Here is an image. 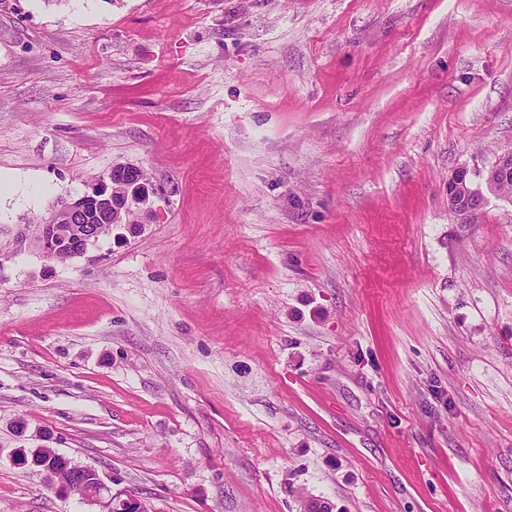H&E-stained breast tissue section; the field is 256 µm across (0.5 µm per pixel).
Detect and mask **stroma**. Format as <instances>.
Masks as SVG:
<instances>
[{
  "label": "stroma",
  "instance_id": "stroma-1",
  "mask_svg": "<svg viewBox=\"0 0 512 512\" xmlns=\"http://www.w3.org/2000/svg\"><path fill=\"white\" fill-rule=\"evenodd\" d=\"M512 0H0V512H512ZM129 165L83 255L24 227ZM512 175V152L498 156L492 165L487 169L485 183L487 188L496 192L500 179H507ZM500 194H504L509 198L512 197V179L503 181L498 185ZM448 201L456 223L471 224L484 208L486 196L480 187L474 186L467 168H461L448 180ZM57 468L60 477L63 480H70L75 471V476L71 483L62 485L57 481L55 469ZM72 461L64 455H55L51 463L47 460L42 461L38 468L45 474L46 480L54 491L66 498H78L82 502L98 504L102 510L97 512H147L145 504L138 499L136 495L128 494L125 498L114 496L110 488L105 483L98 470L84 467L72 466ZM92 472L93 479L86 481L83 476L85 472Z\"/></svg>",
  "mask_w": 512,
  "mask_h": 512
}]
</instances>
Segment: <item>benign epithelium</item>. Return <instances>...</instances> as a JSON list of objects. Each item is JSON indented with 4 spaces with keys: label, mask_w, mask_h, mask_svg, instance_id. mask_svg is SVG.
<instances>
[{
    "label": "benign epithelium",
    "mask_w": 512,
    "mask_h": 512,
    "mask_svg": "<svg viewBox=\"0 0 512 512\" xmlns=\"http://www.w3.org/2000/svg\"><path fill=\"white\" fill-rule=\"evenodd\" d=\"M512 176V152L498 156L487 169L485 183L494 192L499 180ZM448 201L452 204V214L458 224H470L473 218L484 208L486 196L480 187L473 184L469 171L465 168L448 179ZM129 203L115 204L112 199V184L101 182L95 184L91 191L66 202L51 217L37 225L35 240L42 249L52 243L53 251H69V256L84 254L89 245L98 240L97 224L122 223L121 209L128 208ZM57 224H72L74 234L80 240L77 249L71 248V239L55 237L54 227ZM38 468L45 474L46 480L54 491L66 498H77L82 502L97 504L100 512H147L145 504L133 494L121 498L114 496L98 470L84 466H75V476L71 483L62 485L57 481L55 469L51 463L42 461ZM93 473V479H84L86 472Z\"/></svg>",
    "instance_id": "benign-epithelium-1"
}]
</instances>
